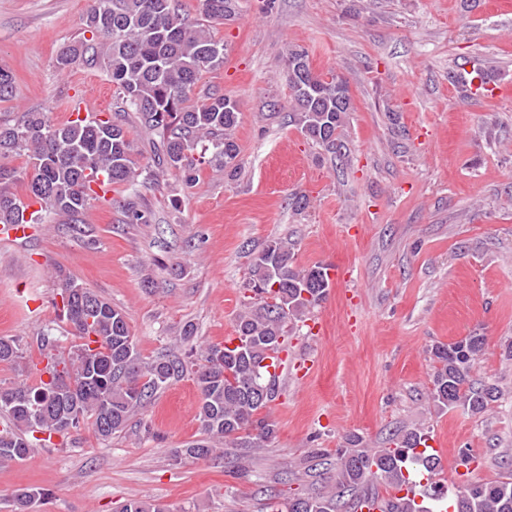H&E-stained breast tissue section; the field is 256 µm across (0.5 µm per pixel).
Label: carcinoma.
Wrapping results in <instances>:
<instances>
[{
  "label": "carcinoma",
  "instance_id": "obj_1",
  "mask_svg": "<svg viewBox=\"0 0 512 512\" xmlns=\"http://www.w3.org/2000/svg\"><path fill=\"white\" fill-rule=\"evenodd\" d=\"M236 0H202L203 21L189 22L178 12L176 0H90L83 38L62 48L57 68L78 61H100L116 89L114 115L65 124L50 123L45 113L29 112L20 123L0 121V156L24 153L34 170L21 197L0 188V224L41 223L42 210L75 218L108 189L104 183L134 184L143 174L132 159L133 143L125 114L136 115L141 126L159 137L151 176L166 169L182 172L186 184L196 180L194 152L212 151L211 162L233 178L238 174L239 148L232 132L240 122L236 99L219 90L204 93L192 103L202 72L224 66V43L213 38L211 27L235 14ZM288 87L294 102L290 121L313 145L335 160L347 146L342 129L352 109L348 84L336 74L315 73L308 52L288 50L285 59ZM33 204L40 209L24 220ZM125 224H150L153 211L139 196L119 202ZM248 288L253 296L235 320L236 344L201 346L195 371L200 393L199 422L203 438L177 448L174 456L207 458L223 440L241 432H255L266 442L275 425L261 412L276 397L275 382L265 361L285 351L290 325L302 320L328 292L329 277L320 266L300 269L288 242L270 239L245 251ZM62 311L80 343L64 354L55 339L42 337L40 360L31 366L36 384L0 386V459L22 460L36 448L52 444L53 435L89 425L107 440L120 433L136 412L163 385L187 372L184 360L161 355L141 358L125 314L112 303L69 277L60 279ZM485 338L477 333L432 348L436 363L427 398L447 411L461 407L481 416L498 400L499 389L473 376ZM224 351V364L213 355ZM24 359L16 340L0 337V363ZM426 431L408 429L396 434L394 447L367 448L362 438H347L336 468V490L297 497L288 512H349L359 486L383 481L399 489L420 470L435 473L439 459L417 451ZM43 493L23 487L12 497L13 512H35ZM453 512H512V478L470 484L453 494ZM117 512H166L159 504L130 500ZM390 512H433L401 497Z\"/></svg>",
  "mask_w": 512,
  "mask_h": 512
}]
</instances>
